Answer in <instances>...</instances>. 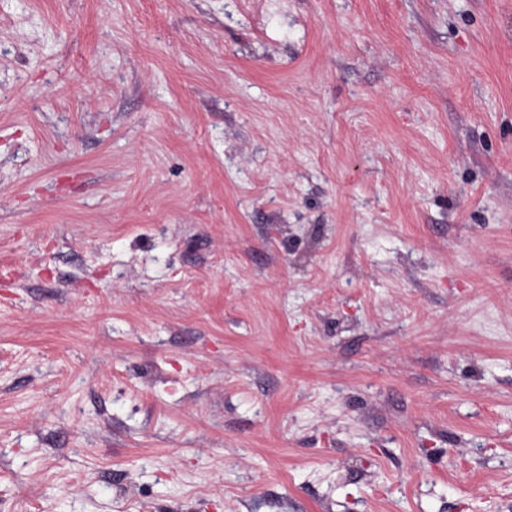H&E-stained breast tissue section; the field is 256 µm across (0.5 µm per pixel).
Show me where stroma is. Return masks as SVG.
<instances>
[{
    "label": "stroma",
    "mask_w": 512,
    "mask_h": 512,
    "mask_svg": "<svg viewBox=\"0 0 512 512\" xmlns=\"http://www.w3.org/2000/svg\"><path fill=\"white\" fill-rule=\"evenodd\" d=\"M0 512H512V0H0Z\"/></svg>",
    "instance_id": "obj_1"
}]
</instances>
